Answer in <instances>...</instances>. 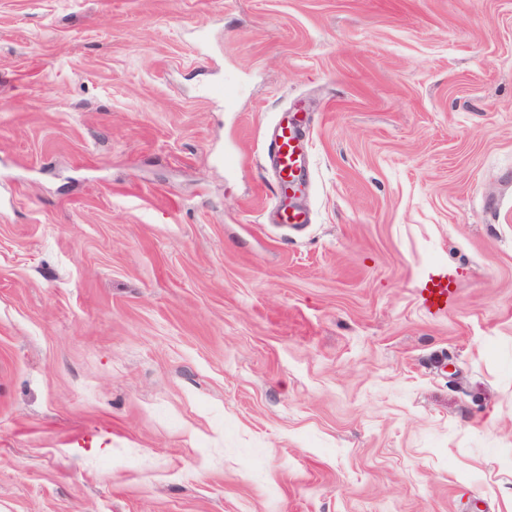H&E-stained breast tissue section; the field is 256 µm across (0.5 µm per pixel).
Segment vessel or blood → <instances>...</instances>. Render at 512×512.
I'll list each match as a JSON object with an SVG mask.
<instances>
[{"label": "vessel or blood", "instance_id": "obj_1", "mask_svg": "<svg viewBox=\"0 0 512 512\" xmlns=\"http://www.w3.org/2000/svg\"><path fill=\"white\" fill-rule=\"evenodd\" d=\"M308 128L297 114L283 116L276 127L271 141L267 145L266 157L275 170V180L271 192L276 206L274 217L277 224L285 227H298L307 223L306 213L289 206L290 197L306 188V137ZM451 298L447 274L430 276L422 291V300L426 307L446 308Z\"/></svg>", "mask_w": 512, "mask_h": 512}]
</instances>
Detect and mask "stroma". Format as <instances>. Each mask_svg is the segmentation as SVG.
<instances>
[{
    "instance_id": "stroma-1",
    "label": "stroma",
    "mask_w": 512,
    "mask_h": 512,
    "mask_svg": "<svg viewBox=\"0 0 512 512\" xmlns=\"http://www.w3.org/2000/svg\"><path fill=\"white\" fill-rule=\"evenodd\" d=\"M0 193V512H512V0H0ZM308 128L298 112L283 116L267 145L266 158L275 170L271 192L275 197L274 217L276 224L299 227L308 224L306 213L288 205V199L306 189V137ZM451 291L447 273L430 276L422 291L423 304L427 308L443 309L448 306Z\"/></svg>"
}]
</instances>
